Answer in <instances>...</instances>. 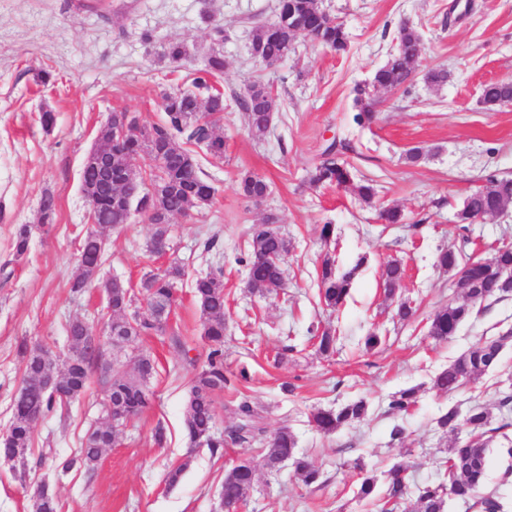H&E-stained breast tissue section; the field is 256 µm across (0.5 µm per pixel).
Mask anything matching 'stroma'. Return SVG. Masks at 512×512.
Masks as SVG:
<instances>
[{"label":"stroma","mask_w":512,"mask_h":512,"mask_svg":"<svg viewBox=\"0 0 512 512\" xmlns=\"http://www.w3.org/2000/svg\"><path fill=\"white\" fill-rule=\"evenodd\" d=\"M453 2L321 0L343 23L347 51L301 38L283 63L268 69L252 59L250 38L256 26L275 21L278 0H0V432L21 384L20 341L58 353L68 346L70 321L78 318L102 339L103 361H111L120 351L103 340L109 318L103 278L135 286L172 260L186 271L165 333L138 344L156 364L151 407L122 427L94 466L78 464L88 432L103 417L104 372L95 368L84 394L36 425L25 475L0 464V512H31L32 494L44 479L57 512H217L224 475L239 457L258 465L241 512H374L356 495L361 473L379 476L405 460L412 486L442 479L450 442L435 424L442 411L464 413L482 404L500 425L498 398L512 376V342L495 368L459 390L442 394L431 384L469 347L512 328L511 298L461 324L449 340L428 334L433 313L462 300L452 273L435 266L437 250L487 257L502 242L512 243V205L494 218L456 220L486 175L512 174V105L491 108L480 101L484 84L512 79V0H469L463 15L453 11ZM404 23L423 38L422 69L447 70L448 80L379 92L376 120L358 125L354 90L370 82ZM216 25L228 34L227 67L216 82L228 98L219 128L224 158L197 153L216 189L213 205L174 219L162 257L149 251L151 224L133 215L109 233L101 276L72 291L79 240L91 225L80 183L87 152L112 113L160 122L162 94L191 85ZM172 41L186 45V60L165 56ZM249 79L266 85L275 101L272 130L261 141L248 135L246 115L231 100ZM46 111L57 116L49 130L40 123ZM332 143L354 181L374 185L372 204L351 190L310 183L311 170ZM414 147L428 155L412 164L405 153ZM247 172L269 184L260 203L239 191ZM46 192L57 210L44 226L39 202ZM392 205L406 221L387 228L378 210ZM269 213L279 217L290 251L286 293L265 297L250 291L244 259L251 224ZM327 223L335 232L325 242L320 229ZM22 224L32 227L30 250L17 261L13 238ZM327 255L339 269L358 270L345 305L335 312L319 297L317 271ZM391 259L406 267L397 295L416 310L405 322L395 317L381 287L382 265ZM217 266L224 269L229 382L216 399V425H233L238 402L251 400L266 433L284 426L292 431L299 455L321 470L322 488L304 486L292 463L262 467L260 443H228L214 453L190 446L185 437L191 381L209 351L192 282ZM328 327L338 340L335 353L325 357L316 351L315 335ZM373 332L385 342L369 351L364 338ZM175 336L181 346L172 345ZM413 386L419 389L416 407L401 418L388 414L390 395ZM358 398L368 404L361 423L329 435L312 425L316 410ZM397 424L405 429L400 443L389 437ZM159 426L165 432L160 445L153 438ZM511 447L512 427L492 439L487 454L485 488L497 492L504 512H512V481L503 480ZM58 457L76 464L55 473ZM184 460L189 467L181 482L167 487L168 470Z\"/></svg>","instance_id":"obj_1"}]
</instances>
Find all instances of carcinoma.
Returning a JSON list of instances; mask_svg holds the SVG:
<instances>
[{"label":"carcinoma","instance_id":"obj_1","mask_svg":"<svg viewBox=\"0 0 512 512\" xmlns=\"http://www.w3.org/2000/svg\"><path fill=\"white\" fill-rule=\"evenodd\" d=\"M308 36L336 52L348 48V33L343 24L327 14L320 6V0H279L277 20L262 25L252 34L250 49L255 61L263 64L269 58H286L296 39ZM213 44L196 69L193 92L176 90L161 96L163 121L145 126L139 132H130L119 138L112 129L101 130L102 140L112 141V183H107L101 172L82 168V192L95 197V205L89 208L93 227L86 231L80 245L78 263L81 273L71 284L73 291L85 288L94 269L101 267L105 251V237L109 231L122 228L130 219V209L122 200L124 182L133 181L138 192L132 204L142 211L143 216L154 226L150 250L156 243L169 238L171 221L178 216H187L201 208L199 202L215 195L216 189L194 158L191 145H224V138L217 132L218 125L209 121L201 125H189L184 116L191 112H224V96L212 92V80L224 74L226 61L223 45L224 27L216 26L209 33ZM423 51L421 34L413 27L403 24L396 36L395 50L385 63L373 74L372 80L354 89V120L359 125H369L375 119L373 97L379 89H400L413 84V73L418 69ZM512 102V81L490 82L482 90V102L488 107L502 106ZM239 107L247 117L248 134L256 139L266 137L272 128L269 113L274 110L273 97L268 89L250 82L245 91L237 97ZM334 146L324 152V159L312 172L311 181L316 184L350 185L364 203H372L374 187L367 182H354L349 170L332 159ZM141 159L149 170V180L132 168L131 161ZM165 182L164 193L155 195L150 184ZM268 184L256 175L246 173L240 179V190L244 197L258 201L267 193ZM512 201V178L496 174L486 176V185L474 191L463 201L457 218L462 223H472L480 218L490 217L491 211L504 202ZM41 220L49 224L54 220L56 201L52 194L40 198ZM279 218L274 214L265 215L249 230V253L245 259L249 271L248 284L251 290L261 295H277L284 290L283 262L288 254V240L280 231ZM32 227L20 225L14 234V256L24 258L30 248ZM360 257L354 267L339 271L335 261L327 257L322 261L319 292L323 304L331 309L341 308L350 296L355 273L364 264ZM436 264L450 272L465 266L471 287L464 290L461 303H450L441 307L430 317V336L446 340L455 335L460 325L471 317L482 313L489 301L508 299L512 292L500 287L504 276L512 274V248L501 246L490 257L474 263L463 260L461 253L445 249L436 256ZM184 276V268L176 261L164 269L147 274L140 283L141 292L150 303L155 299L170 300L174 283ZM404 276L401 263L391 260L383 270V288L386 298L391 299L400 287ZM102 288L112 297L111 314H125L124 324L130 326L126 340L132 346V355L124 361L114 359L104 382L105 418L112 417V408L121 409L128 419L140 415L152 403L153 392L148 380L154 372L150 356L135 349L136 342L154 331L161 332L164 323L156 324L138 321L137 315H127L132 306L129 289L117 280L105 281ZM194 294L203 318V336L209 342V352L201 368L195 373L184 412V432L193 446L205 444L216 451L224 447V438L234 443L247 442L260 433L256 427L257 412L247 400L237 406L238 422L225 429L224 434L215 436L213 425L216 419L215 394L224 390L230 379L224 373V270L217 268L196 278ZM68 336L72 344L65 357H52L48 352L30 351L26 343L20 344L23 355L22 382L11 404V419L6 437L0 440V460L8 462L15 452L27 454L33 439L35 423L49 413L67 406L69 399L60 395L54 397L38 385V380L48 375L64 377L73 397L82 395L89 384L90 374L102 357L101 347L89 333L88 327L79 319L70 322ZM318 352L327 355L336 348L337 337L325 329L315 336ZM512 342V332H506L494 339H486L471 346L448 367L440 370L432 379V387L448 394L456 391L474 376L494 368L500 354ZM417 404V391L413 388L398 391L390 396L388 412L400 415L409 413ZM368 413V404L363 399L353 400L334 409H319L311 416L315 428L325 434L363 421ZM492 417L484 407L474 406L465 416L457 409L449 408L440 414L436 426L446 432L466 433L464 441H455L448 448L443 461L444 479L417 488L416 512H445L450 497L468 503L479 512H502L497 492L485 490L487 473V445L490 434L509 427L503 423L491 427ZM120 432V425L108 422L88 435L79 460L59 459L56 466L71 469L76 463L94 465L103 448L110 447ZM296 439L287 427L280 428L266 438L263 466L273 469L283 459L294 462L295 471L307 487L318 489L325 485L321 471L307 460L296 456ZM410 465L406 462L394 464L384 474L383 481L375 476H364L358 496L365 501L379 503L381 512H393L409 493ZM254 466L232 468L224 477L222 497L227 512H235L238 505L250 495L255 484ZM33 512H57L54 496L48 487L41 485L32 496Z\"/></svg>","mask_w":512,"mask_h":512}]
</instances>
